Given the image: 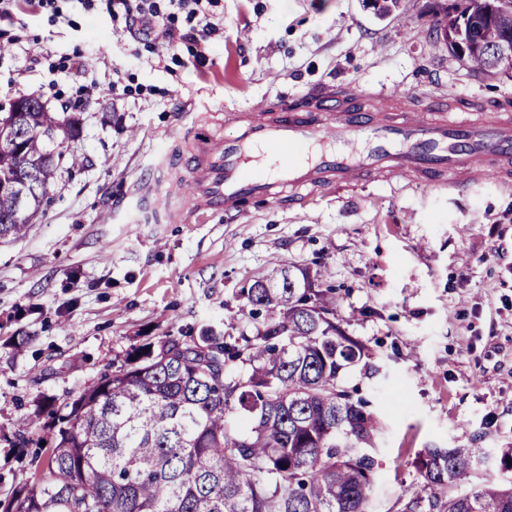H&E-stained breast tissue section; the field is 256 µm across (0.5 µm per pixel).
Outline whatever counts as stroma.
Returning <instances> with one entry per match:
<instances>
[{
  "instance_id": "obj_1",
  "label": "stroma",
  "mask_w": 512,
  "mask_h": 512,
  "mask_svg": "<svg viewBox=\"0 0 512 512\" xmlns=\"http://www.w3.org/2000/svg\"><path fill=\"white\" fill-rule=\"evenodd\" d=\"M451 3L401 0L380 19L365 0H218L222 34L171 50L113 27L107 0H62L57 14L23 4L0 22V102L68 103L88 159L58 173L25 238L0 242V500L32 471L44 406L145 340L252 335L242 289L289 263L322 273L342 328L370 350L341 379L381 424L372 512H404L420 492L422 449L512 447V189L399 178L202 224L136 210L157 161L209 113L261 100L274 112L334 85L358 89L364 111L382 90L398 108L426 112L441 94L445 117L512 115V67L474 74L437 39L435 13Z\"/></svg>"
}]
</instances>
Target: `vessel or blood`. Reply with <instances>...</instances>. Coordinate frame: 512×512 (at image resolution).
<instances>
[{"label":"vessel or blood","mask_w":512,"mask_h":512,"mask_svg":"<svg viewBox=\"0 0 512 512\" xmlns=\"http://www.w3.org/2000/svg\"><path fill=\"white\" fill-rule=\"evenodd\" d=\"M356 95L327 88L314 93L312 108L286 101L273 114L258 102L226 113L236 132L225 137L206 133L205 118H198L174 159L189 177L175 189L147 183L141 195L167 221L188 224L214 214L244 216L252 201L282 207L290 187L333 190L405 176L430 188L465 189L506 179L512 120L438 123L394 110L382 93L374 111L364 112Z\"/></svg>","instance_id":"b4317fda"}]
</instances>
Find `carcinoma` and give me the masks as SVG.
<instances>
[{
	"label": "carcinoma",
	"mask_w": 512,
	"mask_h": 512,
	"mask_svg": "<svg viewBox=\"0 0 512 512\" xmlns=\"http://www.w3.org/2000/svg\"><path fill=\"white\" fill-rule=\"evenodd\" d=\"M490 0H461L437 21L448 51L475 73L502 66L495 50L512 13L483 22ZM0 242L25 235L43 211L78 122L35 98L0 105ZM30 180L19 198L11 184ZM252 337L203 330L170 334L126 351L122 364L50 412L46 466L0 512H370L380 430L340 372L368 356L336 322V298L305 268L243 290ZM249 375L226 380L232 366ZM483 448H426L415 461L422 496L406 512H512V481L470 487Z\"/></svg>",
	"instance_id": "obj_1"
}]
</instances>
